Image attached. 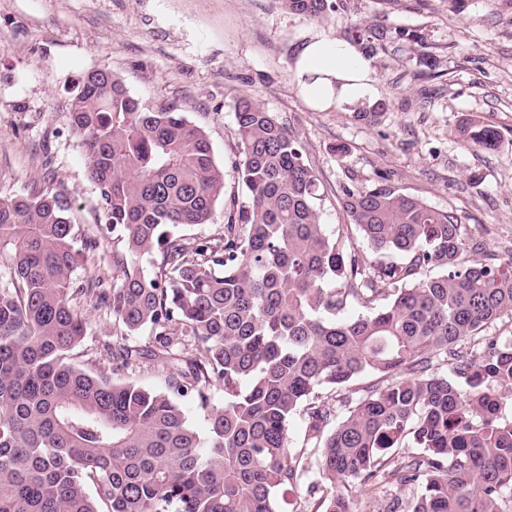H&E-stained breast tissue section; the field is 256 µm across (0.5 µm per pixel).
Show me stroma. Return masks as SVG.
Here are the masks:
<instances>
[{"instance_id":"35a3bbf8","label":"stroma","mask_w":512,"mask_h":512,"mask_svg":"<svg viewBox=\"0 0 512 512\" xmlns=\"http://www.w3.org/2000/svg\"><path fill=\"white\" fill-rule=\"evenodd\" d=\"M359 23L394 35L371 57L381 106L371 123L313 109L290 73L311 35L343 40ZM95 69L152 109L177 104L207 133L226 194L242 190L234 105L250 97L299 139L323 185L329 230L348 221L342 186L386 174L402 192L453 211L466 237L512 257V0H347L323 20L280 0H0V196L54 187L88 236L101 201L67 112ZM466 119L495 127L498 148L468 147L457 132ZM81 306L79 362L91 370L105 361L113 321L95 297Z\"/></svg>"}]
</instances>
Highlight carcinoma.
<instances>
[{
    "label": "carcinoma",
    "mask_w": 512,
    "mask_h": 512,
    "mask_svg": "<svg viewBox=\"0 0 512 512\" xmlns=\"http://www.w3.org/2000/svg\"><path fill=\"white\" fill-rule=\"evenodd\" d=\"M281 4L320 19L344 0ZM394 35L349 38L369 56ZM234 115L241 198L177 106L143 107L105 69L79 80L67 118L112 235L110 293L71 278L100 242L76 247L61 195L0 197V512H280L313 461L309 512H353L354 494L388 487L417 489L406 512H512V342L487 335L512 317V262L385 175L340 196L363 246L389 257L370 259L322 224L298 139L252 98ZM460 135L483 150L500 138L472 120ZM221 202L223 234L187 247L180 228ZM86 295L126 331L150 329L151 349L114 343L108 368L78 364ZM147 354L164 389L111 378Z\"/></svg>",
    "instance_id": "carcinoma-1"
}]
</instances>
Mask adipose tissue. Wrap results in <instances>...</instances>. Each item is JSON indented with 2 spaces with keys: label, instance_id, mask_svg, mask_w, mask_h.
Segmentation results:
<instances>
[{
  "label": "adipose tissue",
  "instance_id": "adipose-tissue-1",
  "mask_svg": "<svg viewBox=\"0 0 512 512\" xmlns=\"http://www.w3.org/2000/svg\"><path fill=\"white\" fill-rule=\"evenodd\" d=\"M292 75L302 97L319 110L356 112L378 96L371 60L351 42L320 34L301 46Z\"/></svg>",
  "mask_w": 512,
  "mask_h": 512
}]
</instances>
